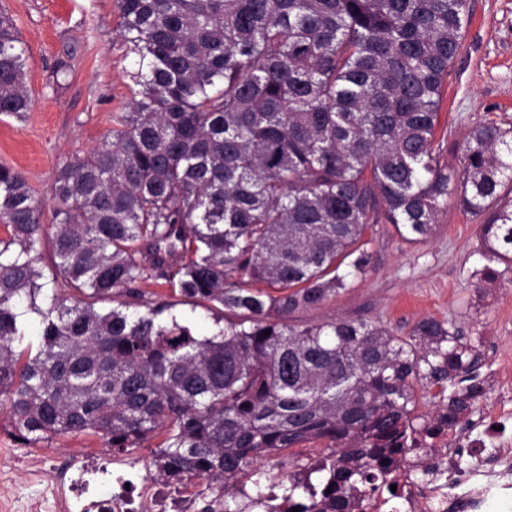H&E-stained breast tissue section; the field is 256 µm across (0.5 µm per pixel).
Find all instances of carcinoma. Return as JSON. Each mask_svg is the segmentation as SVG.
Returning a JSON list of instances; mask_svg holds the SVG:
<instances>
[{"label":"carcinoma","instance_id":"carcinoma-1","mask_svg":"<svg viewBox=\"0 0 512 512\" xmlns=\"http://www.w3.org/2000/svg\"><path fill=\"white\" fill-rule=\"evenodd\" d=\"M134 55L128 110L67 158L52 223L0 164V410L21 445L93 435L148 447L171 485L224 489L222 512L264 493V458L309 439L334 448L288 478L299 512H341L413 452L414 385L438 388L426 429L455 427L486 393L479 341L434 319L292 324L370 264L384 220L434 233L456 195L480 225L481 280L512 271V127H471L453 179L433 148L467 0H117ZM25 48L0 10V115L30 107ZM51 256V278L39 263ZM213 315L200 334L145 299ZM32 314L37 347H24ZM269 335H264V332Z\"/></svg>","mask_w":512,"mask_h":512}]
</instances>
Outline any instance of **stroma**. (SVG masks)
Segmentation results:
<instances>
[{"label":"stroma","mask_w":512,"mask_h":512,"mask_svg":"<svg viewBox=\"0 0 512 512\" xmlns=\"http://www.w3.org/2000/svg\"><path fill=\"white\" fill-rule=\"evenodd\" d=\"M467 7L471 22L444 87L434 143L452 174L461 170L460 147L474 124L512 125V0H467ZM0 8L14 18L26 48L31 99L24 118L0 115V164L20 171L46 201L62 161L100 145L113 114L129 103L133 61L117 37V0H0ZM62 62L70 76L56 89L53 72ZM479 224L450 198L424 242H407L392 225H375L366 275L322 307L293 314L292 322L380 321L399 336L427 318L452 322L461 335L480 339L484 400L493 402V357L512 354V276L491 284L476 276L483 264ZM323 454L286 448L261 467L275 484Z\"/></svg>","instance_id":"35a3bbf8"}]
</instances>
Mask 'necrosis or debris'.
Instances as JSON below:
<instances>
[{
  "instance_id": "1",
  "label": "necrosis or debris",
  "mask_w": 512,
  "mask_h": 512,
  "mask_svg": "<svg viewBox=\"0 0 512 512\" xmlns=\"http://www.w3.org/2000/svg\"><path fill=\"white\" fill-rule=\"evenodd\" d=\"M498 398L475 419L417 437L415 453L388 478L394 492L363 488L346 512H512V360L497 358ZM23 468L45 495L19 499ZM203 483L173 489L101 451L79 457L0 454V512H199L214 499Z\"/></svg>"
}]
</instances>
